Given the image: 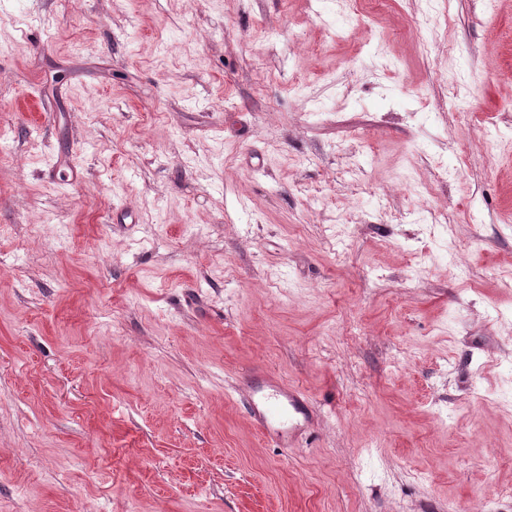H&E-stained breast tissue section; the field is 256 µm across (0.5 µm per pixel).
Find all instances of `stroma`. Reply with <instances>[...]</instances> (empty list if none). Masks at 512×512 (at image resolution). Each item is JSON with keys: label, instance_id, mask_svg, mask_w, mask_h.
Returning <instances> with one entry per match:
<instances>
[{"label": "stroma", "instance_id": "stroma-1", "mask_svg": "<svg viewBox=\"0 0 512 512\" xmlns=\"http://www.w3.org/2000/svg\"><path fill=\"white\" fill-rule=\"evenodd\" d=\"M511 277L512 0H0V512H512ZM253 396L261 394V398H253L252 406L256 421L261 428L273 430L279 441L285 443L300 429L295 422V415L306 416L305 406L300 399V393L286 387L263 373L262 384L253 388ZM271 421L279 423L280 427L273 429Z\"/></svg>", "mask_w": 512, "mask_h": 512}]
</instances>
